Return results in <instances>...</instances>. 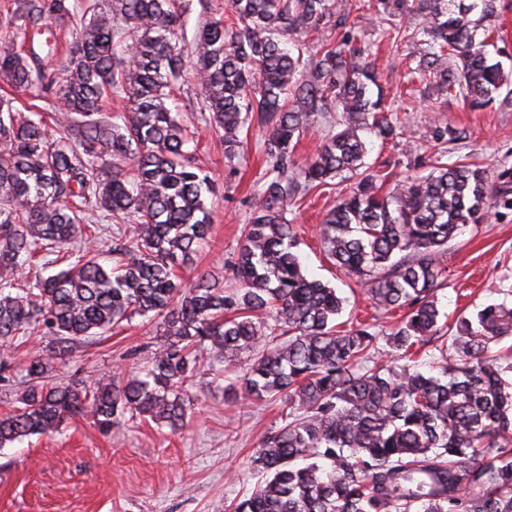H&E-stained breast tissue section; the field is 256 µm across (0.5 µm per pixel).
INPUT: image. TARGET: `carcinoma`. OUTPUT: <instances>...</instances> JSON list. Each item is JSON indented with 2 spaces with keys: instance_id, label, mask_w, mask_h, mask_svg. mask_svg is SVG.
Masks as SVG:
<instances>
[{
  "instance_id": "cac0c4a2",
  "label": "carcinoma",
  "mask_w": 512,
  "mask_h": 512,
  "mask_svg": "<svg viewBox=\"0 0 512 512\" xmlns=\"http://www.w3.org/2000/svg\"><path fill=\"white\" fill-rule=\"evenodd\" d=\"M13 2L0 76L34 102L22 112L0 96V345L37 333L65 352L137 316L155 322L161 341L147 369L105 381L50 384L55 356L27 359L19 406L0 416V448L85 412L103 432L127 415L182 428L189 387L204 373L197 351L226 361L252 351L228 392L279 399L288 412L249 458L261 480L225 512H512V363L492 356L512 338V306L488 304L446 325L436 301L448 241L493 207H512V172L497 186L440 155L428 173L381 194L386 176L366 165L365 134L391 140L401 119L383 114L372 53L343 37L307 63L294 55L311 31L346 24L341 0H230V13L195 35L192 61L189 0ZM418 6L423 39L407 77L476 106L511 102L512 80L476 41L489 0ZM52 19L73 25L59 84L29 38ZM192 81L226 159L243 149L245 126L268 128L229 294L206 272L190 282L177 274L212 230V179L186 151L172 98ZM110 97L122 110L107 112ZM52 98L64 107L54 129L45 120ZM326 112L339 115L340 130L301 178L288 177L301 135ZM432 137L453 145L469 133L437 126ZM345 174L358 181L328 212L321 242L376 313H398L385 332L337 323L343 299L294 252L289 203ZM96 212L129 224L113 234L109 264L99 260L100 225L89 223ZM76 240L85 247L69 248ZM35 257L67 267L18 280ZM429 345L440 356L423 373L416 356Z\"/></svg>"
}]
</instances>
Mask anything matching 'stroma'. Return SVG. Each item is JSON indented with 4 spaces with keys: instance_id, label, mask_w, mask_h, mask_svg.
Wrapping results in <instances>:
<instances>
[{
    "instance_id": "35a3bbf8",
    "label": "stroma",
    "mask_w": 512,
    "mask_h": 512,
    "mask_svg": "<svg viewBox=\"0 0 512 512\" xmlns=\"http://www.w3.org/2000/svg\"><path fill=\"white\" fill-rule=\"evenodd\" d=\"M346 8L350 22L345 30L354 45H371L375 53L386 106L405 111V125L396 140L368 136V164L388 175L384 192H391L394 182L429 169L438 151L431 139L436 125L470 130L469 140L457 153L459 160L487 168L494 177L512 169V108L496 103L476 107L403 78L405 63L415 50L411 32L422 25L414 5L380 27L372 23L382 9L380 0H347ZM174 97L190 133L188 149L214 180V193L207 200L212 235L193 266L181 274L189 280L206 270L230 290L236 286L230 264L264 171L265 134L250 127L245 151L225 159L214 130L200 119L203 102L197 86L177 87ZM354 186L351 179L333 180L331 186L296 200L289 217L297 226V251L309 275L337 288L346 300V315L375 319L378 328L386 330L392 319L374 317L364 290L334 265L320 239L327 212ZM444 264L447 279L437 298L449 318L512 292V209L496 208L484 223L467 226L449 242ZM158 341L149 324L132 320L58 356L48 379L98 380L144 370ZM49 349L48 339L36 334L0 346V414L16 404L23 358L47 354ZM200 358L211 370L189 389L194 416L183 430L174 432L136 417L104 434L86 414L53 434L0 450V512H224L225 502L256 485L248 459L280 424L284 405L230 400L224 389L243 376L245 360L229 365L205 351Z\"/></svg>"
}]
</instances>
